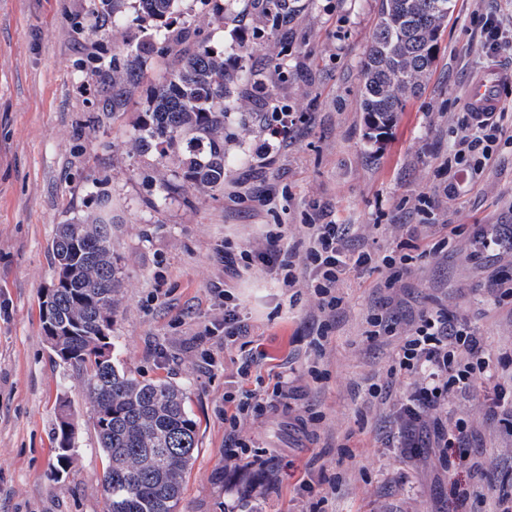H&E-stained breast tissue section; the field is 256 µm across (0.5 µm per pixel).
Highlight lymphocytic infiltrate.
<instances>
[{"label":"lymphocytic infiltrate","instance_id":"f902f5d3","mask_svg":"<svg viewBox=\"0 0 512 512\" xmlns=\"http://www.w3.org/2000/svg\"><path fill=\"white\" fill-rule=\"evenodd\" d=\"M499 112H468L464 115L468 132L444 166L449 178H456L457 169L466 155H489L490 147L506 129ZM308 246L305 251L285 244L283 232H268L264 244L254 252L234 254L221 252L219 258L227 272L238 277L242 274L240 260L256 258L264 269L281 275L282 284L294 288L310 284L320 311H333L341 299L336 284L351 270L368 267L372 262L369 252H351L346 247L345 225L336 223L333 214L320 210L306 226ZM399 371L404 378L417 380L418 385L406 403L399 409L400 419L409 425L411 446L426 444L438 448L442 456L452 455L468 439L464 419L441 420L437 416L450 395L462 393L475 381H484L485 409L497 415L508 406V400L495 377L490 373L482 355L481 339L464 319L442 311L421 313L412 333L400 346L396 356ZM251 361H244L237 369L242 380L236 391L225 393L224 439L231 447V461L245 467L266 468L270 458L252 453V439L248 427L256 420L267 417L276 408L277 401L288 398V373L279 371L272 388H244L251 374Z\"/></svg>","mask_w":512,"mask_h":512}]
</instances>
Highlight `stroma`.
Here are the masks:
<instances>
[{"label": "stroma", "instance_id": "35a3bbf8", "mask_svg": "<svg viewBox=\"0 0 512 512\" xmlns=\"http://www.w3.org/2000/svg\"><path fill=\"white\" fill-rule=\"evenodd\" d=\"M288 17L267 25L242 0L224 6V24H203L211 5L182 0L180 26L241 58L265 76L268 105L233 113L224 131V189L166 193L155 153L131 152L133 125L165 77L170 55L156 49L123 113L103 111L93 66L110 61L133 30L100 26L91 0H0V512H105L103 465L89 404L54 364L39 319L53 278L58 225L105 211L125 288L112 323L114 363L139 378L183 387L198 422V449L182 512H300L295 484L305 469L321 479L324 512H448V475L469 488L463 512H496L512 491V432L484 409L485 385L449 397L475 439L444 462L434 448L404 447L397 411L415 380L393 375L395 355L425 310L465 317L481 336L497 380L512 397V298L496 301L493 274L512 275V245L485 252L477 226L512 236V140H499L483 169H465L452 197L441 164L464 135L465 98L488 63L512 68V47L487 51L486 15L512 27V0H453L436 67L422 95L395 125L365 135L359 107L362 61L377 21V0H288ZM300 122L274 159L264 157L273 110ZM439 197L427 207L423 196ZM321 209L349 225L350 246L366 247L370 268L336 285L342 303L327 342L311 339L322 315L312 289L285 288L252 271L231 278L218 249L259 248L267 232L301 241ZM463 225L457 236L448 227ZM415 227L416 255L393 288L385 258ZM228 283L250 328V345L205 336L220 316L211 290ZM395 333L369 336L381 306ZM264 359L252 377L285 363L291 396L250 431L256 450L275 453L270 472L237 473L224 445V392L250 346ZM76 412L77 453L62 477L55 463V401ZM320 413L301 430L298 417Z\"/></svg>", "mask_w": 512, "mask_h": 512}]
</instances>
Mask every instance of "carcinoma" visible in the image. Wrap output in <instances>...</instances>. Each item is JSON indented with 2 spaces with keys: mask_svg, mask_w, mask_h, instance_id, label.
<instances>
[{
  "mask_svg": "<svg viewBox=\"0 0 512 512\" xmlns=\"http://www.w3.org/2000/svg\"><path fill=\"white\" fill-rule=\"evenodd\" d=\"M127 0H98L102 25L124 19ZM277 26V0H245ZM178 0H136L140 35L112 65L97 67L103 108L121 110L138 71L169 41ZM452 0H379L377 22L362 65L360 110L366 136L386 133L407 102L422 94L438 57V42ZM190 28L175 39L174 65L153 92L130 139L136 153L154 151L159 164L176 159L163 180L169 193L188 183L202 191L224 189V127L231 111L251 108L253 95L235 92L238 64L206 42L189 43ZM55 278L45 288L39 318L49 350L87 393L90 419L105 460L106 512H178L183 482L198 448L197 421L183 388L165 378L139 379L118 368L102 349L121 306L125 275L112 255L110 225L91 214L60 224L52 240ZM74 411L57 397L53 452L68 466L76 453Z\"/></svg>",
  "mask_w": 512,
  "mask_h": 512,
  "instance_id": "1",
  "label": "carcinoma"
}]
</instances>
